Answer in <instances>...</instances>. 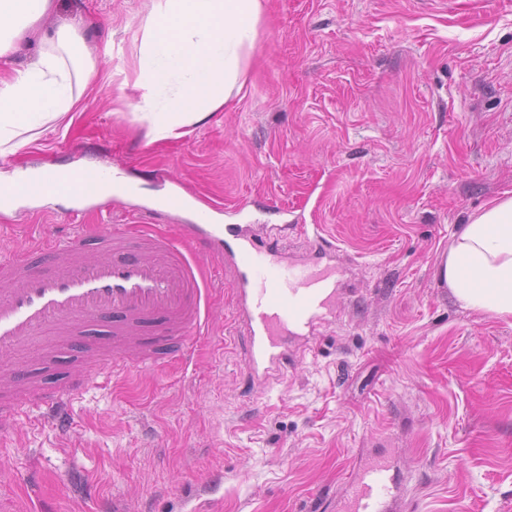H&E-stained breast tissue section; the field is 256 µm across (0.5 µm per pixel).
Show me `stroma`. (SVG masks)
Wrapping results in <instances>:
<instances>
[{"mask_svg": "<svg viewBox=\"0 0 512 512\" xmlns=\"http://www.w3.org/2000/svg\"><path fill=\"white\" fill-rule=\"evenodd\" d=\"M129 46L140 0H93ZM240 97L182 142L143 147L87 92L70 133L7 162L105 164L122 204L0 211V241L132 221L184 191L289 258L324 242L336 319L249 382L228 288L209 335L152 369L90 376L62 436L40 411L0 429V512H342L345 480L396 465L394 512H512V319L460 308L436 271L460 224L512 191V0H266Z\"/></svg>", "mask_w": 512, "mask_h": 512, "instance_id": "35a3bbf8", "label": "stroma"}]
</instances>
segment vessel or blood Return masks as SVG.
Masks as SVG:
<instances>
[{
  "label": "vessel or blood",
  "instance_id": "1",
  "mask_svg": "<svg viewBox=\"0 0 512 512\" xmlns=\"http://www.w3.org/2000/svg\"><path fill=\"white\" fill-rule=\"evenodd\" d=\"M205 250L235 273L228 290L244 325L243 364L253 383L269 384L294 358L289 341L334 318L337 281L331 271L257 244L249 226L210 223L204 211L168 236L150 224L133 234L122 224H100L63 238L39 231L23 252L0 247V356L51 336L82 344L107 366L130 359L154 368L182 357L209 329L213 277L198 260ZM74 394L66 382L41 389L20 375L1 378L0 419L44 406L58 431L68 432ZM391 470L379 459L353 473L346 512H391Z\"/></svg>",
  "mask_w": 512,
  "mask_h": 512
}]
</instances>
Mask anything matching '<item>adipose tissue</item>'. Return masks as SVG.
Here are the masks:
<instances>
[{
  "label": "adipose tissue",
  "mask_w": 512,
  "mask_h": 512,
  "mask_svg": "<svg viewBox=\"0 0 512 512\" xmlns=\"http://www.w3.org/2000/svg\"><path fill=\"white\" fill-rule=\"evenodd\" d=\"M56 0H0V160L67 135L86 107V92L111 83V39L88 48L83 16L55 26L44 20ZM264 0H143L116 103L146 145L177 143L205 126L245 87ZM33 47L26 65L17 51ZM80 201L108 196V184H75L69 169L0 171V210L11 194ZM438 274L463 309L512 318V192L469 216L444 255Z\"/></svg>",
  "instance_id": "adipose-tissue-1"
}]
</instances>
